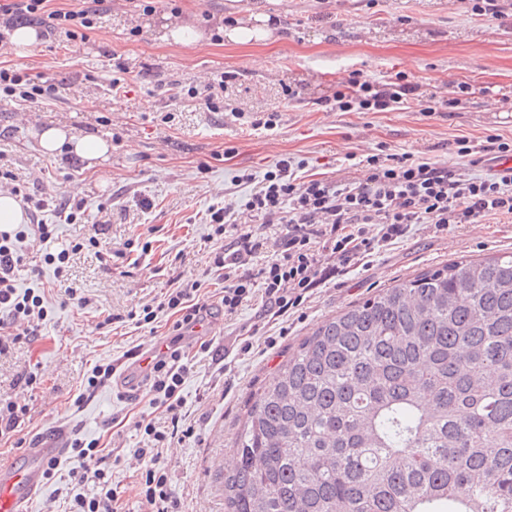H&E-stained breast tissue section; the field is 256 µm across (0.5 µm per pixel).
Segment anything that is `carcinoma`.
<instances>
[{
	"label": "carcinoma",
	"mask_w": 512,
	"mask_h": 512,
	"mask_svg": "<svg viewBox=\"0 0 512 512\" xmlns=\"http://www.w3.org/2000/svg\"><path fill=\"white\" fill-rule=\"evenodd\" d=\"M233 456L226 512H512V255L325 320L253 396Z\"/></svg>",
	"instance_id": "cac0c4a2"
}]
</instances>
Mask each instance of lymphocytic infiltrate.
Masks as SVG:
<instances>
[{
    "instance_id": "obj_1",
    "label": "lymphocytic infiltrate",
    "mask_w": 512,
    "mask_h": 512,
    "mask_svg": "<svg viewBox=\"0 0 512 512\" xmlns=\"http://www.w3.org/2000/svg\"><path fill=\"white\" fill-rule=\"evenodd\" d=\"M80 10L47 11V0H0V23L12 28L35 23L43 39L75 41L95 29L108 15L107 0H85ZM59 84L43 72L0 66V92L23 102L35 103L54 97ZM458 94L447 100L423 96L417 83L398 72L374 77L351 71L337 82L334 92L321 98L326 108L340 112H392L418 105L432 114L458 107L470 89L457 86ZM458 157H475L485 163V173L455 170L447 164L413 158L411 154L374 153L359 159L357 177L330 181L302 173L291 161L280 160L268 170L244 203L246 210L275 225L274 234L265 227L238 232L233 204L211 205L208 209L210 240L219 247L213 263L224 273L221 306L225 318H233L241 307L260 301L264 311L287 312L322 282L327 272L344 275L366 265L369 258L408 237L414 226L427 225L435 232L452 224H485L500 216H512V169L503 167L512 159V142L497 137L477 143L467 138L455 142ZM11 191L19 197L30 221L15 232L0 233V332L10 331L13 340L35 342L48 317L44 291L20 289L15 270L26 258L28 242L56 237L58 225L40 217L54 208L63 222L80 223L82 203L47 199L24 192L20 185ZM330 251L332 266H325L323 251ZM210 309L197 288H172L153 306H144L136 316L139 325L173 321V337L166 354L157 358L150 373L149 406L179 423L183 408L182 386L192 366L181 343V330L207 318ZM153 444L139 448L140 495L152 512H181L180 501L170 488L163 450L168 435L157 430L153 420L138 423ZM66 448L83 463L81 471H69L56 493L68 504L67 512H115L117 497L111 471L100 466L97 440L67 439ZM93 482V493L83 485Z\"/></svg>"
}]
</instances>
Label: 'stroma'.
<instances>
[{
  "label": "stroma",
  "mask_w": 512,
  "mask_h": 512,
  "mask_svg": "<svg viewBox=\"0 0 512 512\" xmlns=\"http://www.w3.org/2000/svg\"><path fill=\"white\" fill-rule=\"evenodd\" d=\"M159 0L151 14L112 0V13L87 39L70 46L39 43L24 57L0 49V66L32 68L61 79L56 99L35 105L0 101V174L25 180L30 193L80 197L86 219L63 224L59 236L35 243L16 272L20 288L44 289L51 316L40 339L0 351V399L23 394L29 435L59 430L99 440L108 456L119 512H148L138 494L135 449L147 438L137 427L147 403L134 404L112 386L82 407L74 400L97 363L148 351L169 341L171 324L136 327L130 312L160 301L168 289L197 282L214 311L182 395L183 417L172 424L154 413L157 427L191 426L192 438L172 442L167 454L173 494L185 512H224V476L254 393L271 383L279 365L325 319L382 287L462 256L512 254V219L464 224L436 233L419 225L367 266L320 284L304 302L273 320L246 305L233 319L219 309L224 281L213 265L206 222L209 206L244 203L256 181L277 161L302 165L326 179L350 178L347 154L413 153L416 158L468 168L451 146L465 137L512 140V31L473 17L464 0ZM264 13L273 20L265 41H217L205 15L235 23ZM168 23L188 25L198 40L183 45L162 38ZM128 69L131 90L113 94L114 61ZM371 76L404 72L424 93L445 95L459 82L472 93L458 108L429 115L418 107L395 112H329L319 105L350 71ZM224 109L196 108L172 99L169 88L203 85L219 74ZM277 113L273 130H252L253 114ZM55 124L81 134L108 136L112 150L96 167L70 172L60 156L43 154L35 137ZM252 175L249 183L241 175ZM108 224H101V216ZM100 236L105 250L73 255L65 281L42 267L45 253ZM147 244L137 261L118 258L127 240ZM87 297L70 300L68 289ZM274 337L266 351H243L252 334ZM226 355L216 371L213 355ZM40 377L24 391L25 373Z\"/></svg>",
  "instance_id": "stroma-1"
}]
</instances>
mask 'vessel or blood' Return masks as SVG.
<instances>
[{
  "mask_svg": "<svg viewBox=\"0 0 512 512\" xmlns=\"http://www.w3.org/2000/svg\"><path fill=\"white\" fill-rule=\"evenodd\" d=\"M64 436L26 449L21 461L0 465V512H26L43 485L50 462L65 453Z\"/></svg>",
  "mask_w": 512,
  "mask_h": 512,
  "instance_id": "1",
  "label": "vessel or blood"
}]
</instances>
